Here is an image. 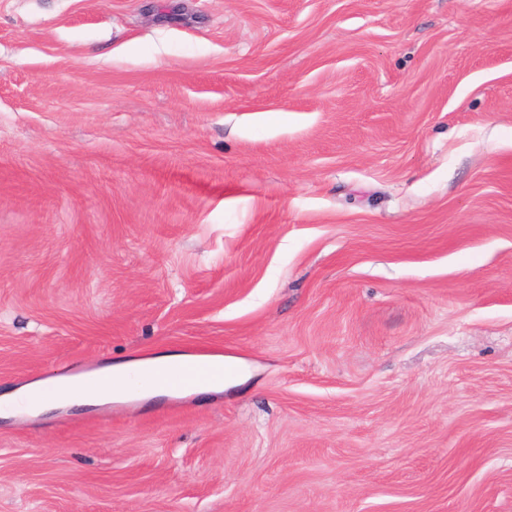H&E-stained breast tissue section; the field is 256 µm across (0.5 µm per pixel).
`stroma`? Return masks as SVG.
Listing matches in <instances>:
<instances>
[{"label": "stroma", "mask_w": 512, "mask_h": 512, "mask_svg": "<svg viewBox=\"0 0 512 512\" xmlns=\"http://www.w3.org/2000/svg\"><path fill=\"white\" fill-rule=\"evenodd\" d=\"M0 512H512V0H0ZM205 361L222 366L224 368V355L220 354H190L169 353L154 356L137 363H117L103 370L95 372L97 380L92 384H86L83 375L64 376L58 378L61 388L58 392L29 395L28 404H37L26 408L19 413L3 412L5 418L19 415L40 416L54 409L97 405L109 401L121 400L126 393V387L130 376L140 371H152L155 373H174L185 365H202Z\"/></svg>", "instance_id": "stroma-1"}]
</instances>
